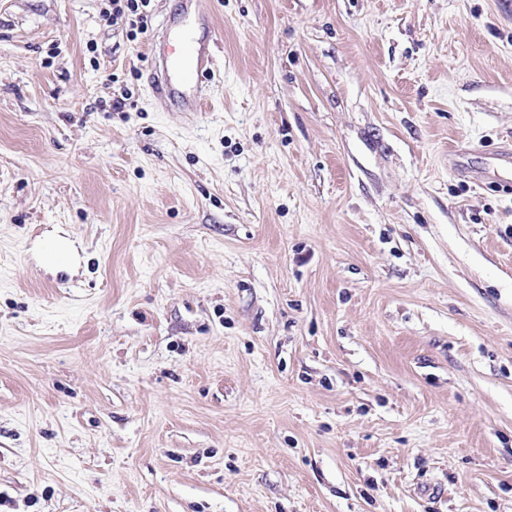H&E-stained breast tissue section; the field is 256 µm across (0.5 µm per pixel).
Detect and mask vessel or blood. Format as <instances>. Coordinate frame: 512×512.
<instances>
[{
    "mask_svg": "<svg viewBox=\"0 0 512 512\" xmlns=\"http://www.w3.org/2000/svg\"><path fill=\"white\" fill-rule=\"evenodd\" d=\"M216 35H197L188 30L176 34L174 26L155 35L148 45V55L156 72L150 82L155 100L166 107L184 111H202L207 90L215 77Z\"/></svg>",
    "mask_w": 512,
    "mask_h": 512,
    "instance_id": "b4317fda",
    "label": "vessel or blood"
}]
</instances>
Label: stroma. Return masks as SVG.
Listing matches in <instances>:
<instances>
[{
	"mask_svg": "<svg viewBox=\"0 0 512 512\" xmlns=\"http://www.w3.org/2000/svg\"><path fill=\"white\" fill-rule=\"evenodd\" d=\"M219 2L0 0V512H512V0ZM149 0H113L112 4L116 5L114 10L117 14H123V7L118 5L119 2H125L124 7L131 13L134 19H130V26L132 29L144 30L147 28V17L148 15L143 11L139 12L140 6L146 7ZM184 1V13L197 17L210 35L198 36L194 30H187L178 37L174 34L175 20L167 25L166 33L156 34L148 45V56L156 69L149 88L154 99L166 108L200 112L215 77L217 36L213 12L207 5L210 1Z\"/></svg>",
	"mask_w": 512,
	"mask_h": 512,
	"instance_id": "stroma-1",
	"label": "stroma"
}]
</instances>
